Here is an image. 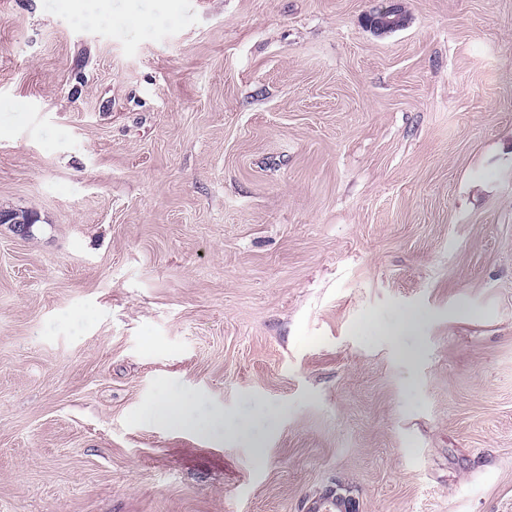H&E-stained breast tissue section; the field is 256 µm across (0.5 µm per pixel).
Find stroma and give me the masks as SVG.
Segmentation results:
<instances>
[{
	"mask_svg": "<svg viewBox=\"0 0 512 512\" xmlns=\"http://www.w3.org/2000/svg\"><path fill=\"white\" fill-rule=\"evenodd\" d=\"M380 2L0 0V512H512V0ZM404 20V13L397 4L381 7L367 17L370 28L380 32L398 29ZM146 413L150 417H156L178 427L205 431L221 437L224 436V430L237 435H246L249 432L247 423H229L224 428V418L204 420L195 417L193 403L189 397L178 400L162 397L151 403L146 408ZM335 501L336 506L340 505L346 512H357L355 505L351 498L343 495L336 490H331L324 493L309 507V512H328L330 504Z\"/></svg>",
	"mask_w": 512,
	"mask_h": 512,
	"instance_id": "1",
	"label": "stroma"
}]
</instances>
